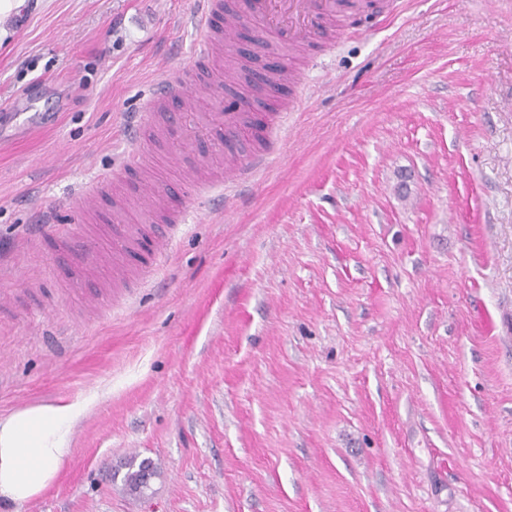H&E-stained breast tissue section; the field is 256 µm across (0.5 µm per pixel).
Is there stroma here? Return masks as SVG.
Returning a JSON list of instances; mask_svg holds the SVG:
<instances>
[{
	"mask_svg": "<svg viewBox=\"0 0 512 512\" xmlns=\"http://www.w3.org/2000/svg\"><path fill=\"white\" fill-rule=\"evenodd\" d=\"M198 0H46L0 40V414L98 394L55 482L0 512H512V0H398L288 58L265 168L212 196L154 169L170 244L100 296L77 200L188 65ZM224 53L260 100L261 28ZM53 224L39 226V216ZM41 247L30 249L34 230ZM158 469L146 496L112 473Z\"/></svg>",
	"mask_w": 512,
	"mask_h": 512,
	"instance_id": "1",
	"label": "stroma"
}]
</instances>
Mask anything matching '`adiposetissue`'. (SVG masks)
Returning <instances> with one entry per match:
<instances>
[{"label": "adipose tissue", "instance_id": "obj_1", "mask_svg": "<svg viewBox=\"0 0 512 512\" xmlns=\"http://www.w3.org/2000/svg\"><path fill=\"white\" fill-rule=\"evenodd\" d=\"M91 399H59L0 415V501L21 506L56 480Z\"/></svg>", "mask_w": 512, "mask_h": 512}]
</instances>
